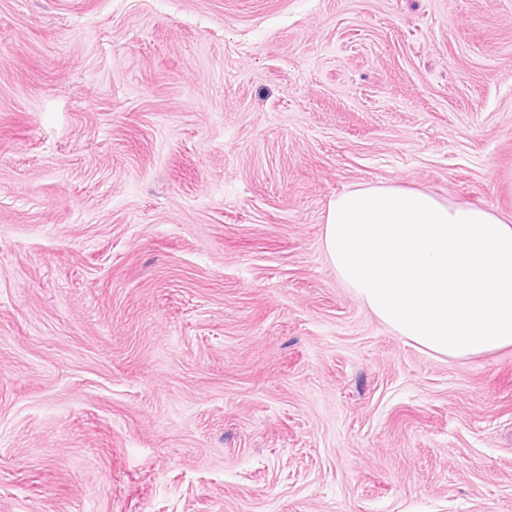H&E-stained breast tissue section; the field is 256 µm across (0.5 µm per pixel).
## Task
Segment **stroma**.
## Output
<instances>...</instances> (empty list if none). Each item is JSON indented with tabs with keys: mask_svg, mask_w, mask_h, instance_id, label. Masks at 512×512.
Segmentation results:
<instances>
[{
	"mask_svg": "<svg viewBox=\"0 0 512 512\" xmlns=\"http://www.w3.org/2000/svg\"><path fill=\"white\" fill-rule=\"evenodd\" d=\"M357 185L512 223V0H0V512H512V348L372 314Z\"/></svg>",
	"mask_w": 512,
	"mask_h": 512,
	"instance_id": "35a3bbf8",
	"label": "stroma"
}]
</instances>
